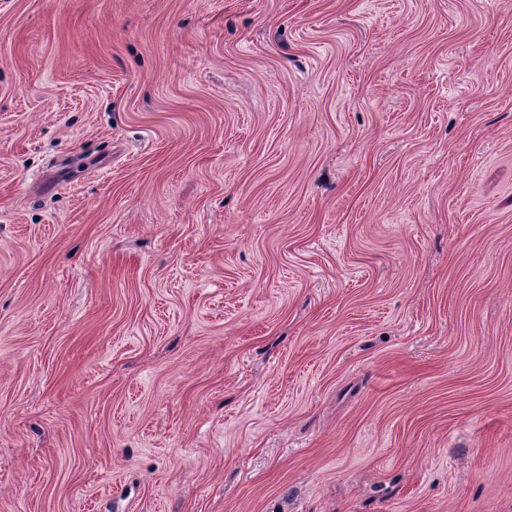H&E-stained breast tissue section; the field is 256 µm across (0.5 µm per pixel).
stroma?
Returning a JSON list of instances; mask_svg holds the SVG:
<instances>
[{
    "mask_svg": "<svg viewBox=\"0 0 512 512\" xmlns=\"http://www.w3.org/2000/svg\"><path fill=\"white\" fill-rule=\"evenodd\" d=\"M0 512H512V0H0Z\"/></svg>",
    "mask_w": 512,
    "mask_h": 512,
    "instance_id": "1",
    "label": "stroma"
}]
</instances>
